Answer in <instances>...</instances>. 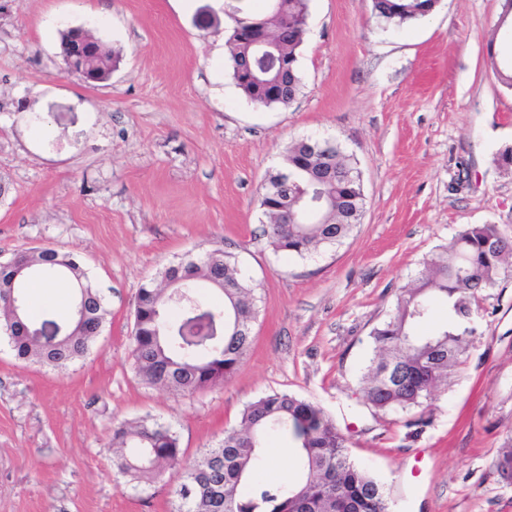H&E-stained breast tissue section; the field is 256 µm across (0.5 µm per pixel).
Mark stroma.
I'll list each match as a JSON object with an SVG mask.
<instances>
[{
    "label": "stroma",
    "instance_id": "stroma-1",
    "mask_svg": "<svg viewBox=\"0 0 512 512\" xmlns=\"http://www.w3.org/2000/svg\"><path fill=\"white\" fill-rule=\"evenodd\" d=\"M504 4L439 0L393 30L372 0H310L301 91L266 108L232 78L227 0H0V260L73 253L108 310L63 369L0 339V512H171L181 468L129 481L112 463L113 423L170 425L189 463L274 392L322 408L394 512H512L497 470L512 437V267L433 400L383 412L358 385L372 328L432 251L469 224L512 238V168L492 162L512 146V88L493 69L512 61ZM74 27L118 54L103 82L64 71ZM302 138L353 155L366 206L341 243L285 257L257 199ZM216 247L256 287L250 350L212 388L144 382L129 358L138 289Z\"/></svg>",
    "mask_w": 512,
    "mask_h": 512
}]
</instances>
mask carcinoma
Returning <instances> with one entry per match:
<instances>
[{
  "label": "carcinoma",
  "instance_id": "carcinoma-1",
  "mask_svg": "<svg viewBox=\"0 0 512 512\" xmlns=\"http://www.w3.org/2000/svg\"><path fill=\"white\" fill-rule=\"evenodd\" d=\"M310 0H284L285 18L273 25L288 56L279 87L264 95L239 74L253 55L257 36L249 3L230 7V61L236 86L252 103L286 107L301 91L299 55L308 30ZM437 0H373L374 16L400 28L429 16ZM294 188L288 201L268 197L270 188ZM268 220L266 236L276 253L304 258L340 243L361 223L365 191L354 158L339 144L299 140L289 145L285 171L269 176L258 197ZM512 258V240L494 224H470L429 255L420 276L399 289L393 312L374 327V357L362 372L363 398L380 411L406 410L433 399L470 347L473 315L484 294L497 288ZM32 274L17 275L0 261V329L15 356L53 368L83 357L99 334L107 311L98 288L77 256L46 246L21 255ZM59 278L72 290V315L57 322L29 314L27 289L36 280ZM202 281L221 298L215 303L191 285ZM448 305L450 319L435 332L418 327L432 314V300ZM255 288L222 248L187 252L138 290L130 361L151 385L177 393L216 386L231 376L252 342ZM288 438L297 448L293 483L259 486L251 475L267 461L269 439ZM113 465L139 483L152 482L181 464L183 452L170 426L153 419L112 427ZM173 512H392L383 487L347 451L335 422L312 402L287 393L268 394L247 405L221 443L184 467L173 490Z\"/></svg>",
  "mask_w": 512,
  "mask_h": 512
}]
</instances>
